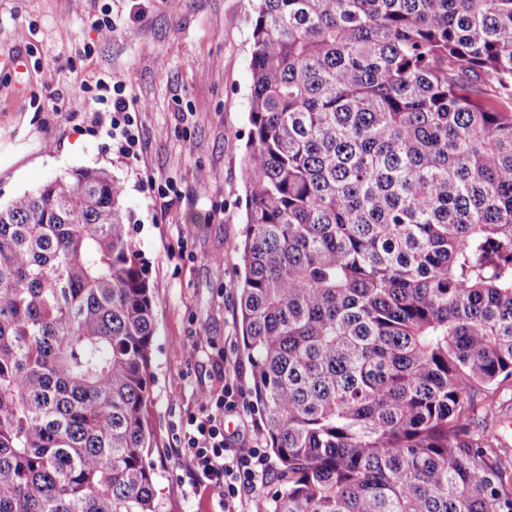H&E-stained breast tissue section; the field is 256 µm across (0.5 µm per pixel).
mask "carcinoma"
<instances>
[{
    "label": "carcinoma",
    "mask_w": 512,
    "mask_h": 512,
    "mask_svg": "<svg viewBox=\"0 0 512 512\" xmlns=\"http://www.w3.org/2000/svg\"><path fill=\"white\" fill-rule=\"evenodd\" d=\"M251 74L257 512H512V0H260ZM155 330L106 171L0 205V512H159ZM496 401L499 413L490 421V428L504 436L506 445L512 446V387L502 388L496 395Z\"/></svg>",
    "instance_id": "carcinoma-1"
}]
</instances>
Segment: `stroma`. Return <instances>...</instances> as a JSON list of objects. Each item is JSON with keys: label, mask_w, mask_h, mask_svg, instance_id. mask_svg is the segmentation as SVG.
<instances>
[{"label": "stroma", "mask_w": 512, "mask_h": 512, "mask_svg": "<svg viewBox=\"0 0 512 512\" xmlns=\"http://www.w3.org/2000/svg\"><path fill=\"white\" fill-rule=\"evenodd\" d=\"M257 5L0 0V203L80 167L106 169L121 184L155 299L148 415L162 512H221L178 452L208 391L241 390L245 407L227 420L246 447L267 446L238 329ZM105 15L106 40L91 27ZM93 74L119 82L134 107V153L101 128L82 88Z\"/></svg>", "instance_id": "35a3bbf8"}]
</instances>
